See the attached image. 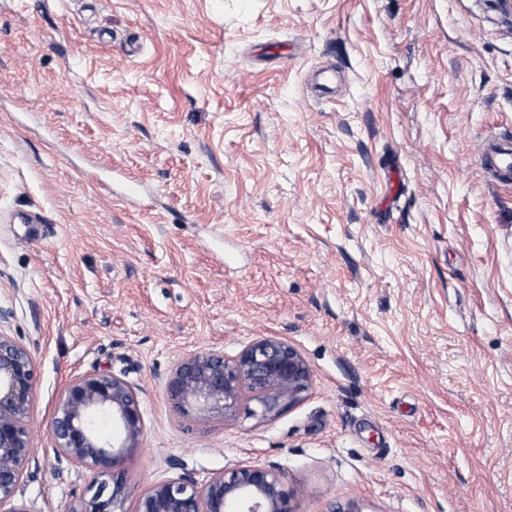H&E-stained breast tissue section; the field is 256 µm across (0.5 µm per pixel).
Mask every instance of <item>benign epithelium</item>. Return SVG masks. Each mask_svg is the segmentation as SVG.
<instances>
[{
    "label": "benign epithelium",
    "instance_id": "1",
    "mask_svg": "<svg viewBox=\"0 0 512 512\" xmlns=\"http://www.w3.org/2000/svg\"><path fill=\"white\" fill-rule=\"evenodd\" d=\"M37 370L29 349L0 331V512H32L17 491L32 462L30 406ZM312 382L301 353L280 336H259L227 357L211 350L183 359L167 383L185 413L231 419L240 410L271 420L296 404ZM116 433L107 440L98 425ZM143 432L137 389L108 371L76 376L63 390L51 422L58 456L93 472L85 495L70 512H125L109 479ZM136 512H296L292 495L271 464H245L204 484L182 473L159 480L138 496Z\"/></svg>",
    "mask_w": 512,
    "mask_h": 512
}]
</instances>
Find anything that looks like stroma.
Wrapping results in <instances>:
<instances>
[{
  "instance_id": "obj_1",
  "label": "stroma",
  "mask_w": 512,
  "mask_h": 512,
  "mask_svg": "<svg viewBox=\"0 0 512 512\" xmlns=\"http://www.w3.org/2000/svg\"><path fill=\"white\" fill-rule=\"evenodd\" d=\"M508 132L512 14L486 0H0V331L37 368L19 499L82 497L49 427L109 371L144 419L125 512L247 462L296 512H512V182L477 155ZM267 335L312 370L278 417L169 399L183 358Z\"/></svg>"
}]
</instances>
